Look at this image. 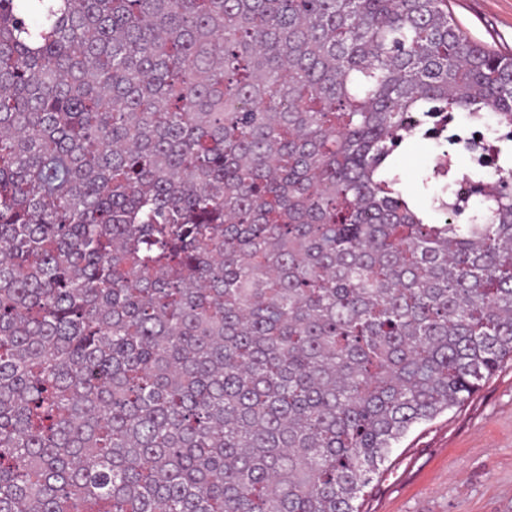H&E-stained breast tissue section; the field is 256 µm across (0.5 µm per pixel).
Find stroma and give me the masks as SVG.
<instances>
[{
    "label": "stroma",
    "instance_id": "obj_1",
    "mask_svg": "<svg viewBox=\"0 0 512 512\" xmlns=\"http://www.w3.org/2000/svg\"><path fill=\"white\" fill-rule=\"evenodd\" d=\"M472 40L512 52V0H451ZM433 150L404 145V188L427 203ZM366 512H512V361L463 406L414 425L368 488Z\"/></svg>",
    "mask_w": 512,
    "mask_h": 512
}]
</instances>
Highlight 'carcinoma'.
Listing matches in <instances>:
<instances>
[{
  "label": "carcinoma",
  "mask_w": 512,
  "mask_h": 512,
  "mask_svg": "<svg viewBox=\"0 0 512 512\" xmlns=\"http://www.w3.org/2000/svg\"><path fill=\"white\" fill-rule=\"evenodd\" d=\"M409 112L512 125L448 0H0V512H364L512 360V170L426 215ZM433 152L426 141H415L404 145L397 154L396 161L404 189L420 204H426L433 193L439 190V184L434 181H429L427 188L423 185V179L431 173Z\"/></svg>",
  "instance_id": "1"
}]
</instances>
